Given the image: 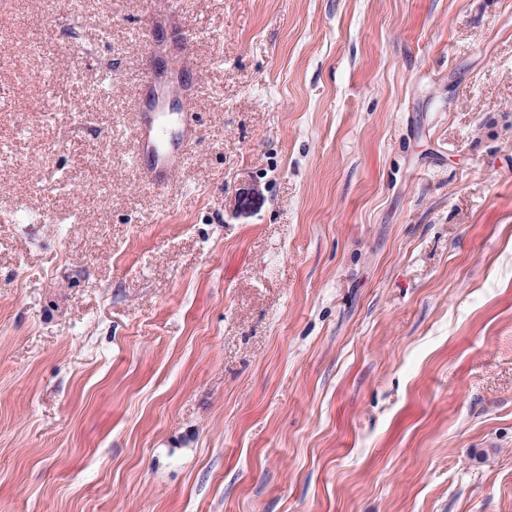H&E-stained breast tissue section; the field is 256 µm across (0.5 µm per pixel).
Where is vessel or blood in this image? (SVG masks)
<instances>
[{"instance_id":"obj_1","label":"vessel or blood","mask_w":512,"mask_h":512,"mask_svg":"<svg viewBox=\"0 0 512 512\" xmlns=\"http://www.w3.org/2000/svg\"><path fill=\"white\" fill-rule=\"evenodd\" d=\"M195 41V34L182 27L170 30V49L184 62H191ZM143 83L136 137L137 160L145 171L148 185L162 195L174 175L183 168L187 151L198 138L193 112L201 86L183 82L170 87L169 94L183 103L182 110L173 115L165 112L164 97L159 95L151 74H144Z\"/></svg>"}]
</instances>
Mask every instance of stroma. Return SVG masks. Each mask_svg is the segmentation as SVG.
Here are the masks:
<instances>
[{"label": "stroma", "mask_w": 512, "mask_h": 512, "mask_svg": "<svg viewBox=\"0 0 512 512\" xmlns=\"http://www.w3.org/2000/svg\"><path fill=\"white\" fill-rule=\"evenodd\" d=\"M161 19L0 0V512H512V0H182L163 198ZM169 37L171 51L178 54L187 67L190 66L196 41L195 34L180 26L171 25ZM139 35L146 45L147 59L136 137L137 161L145 170L148 185L159 195H165L170 181L185 164L188 148L198 139L193 112L201 85L183 82L169 88L168 95H175L183 102L182 110L172 118L164 111L165 96L158 94L149 66L155 49V29L145 27Z\"/></svg>", "instance_id": "obj_1"}]
</instances>
